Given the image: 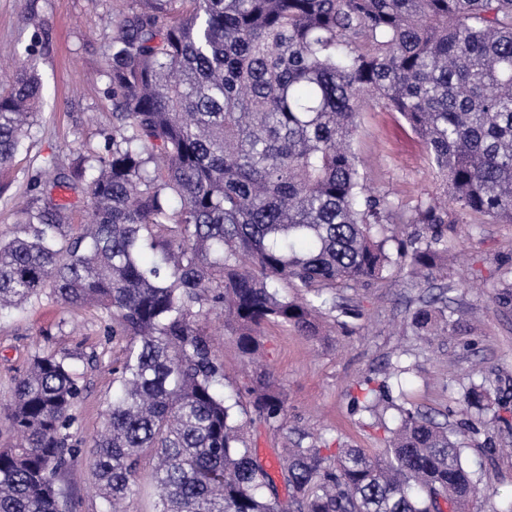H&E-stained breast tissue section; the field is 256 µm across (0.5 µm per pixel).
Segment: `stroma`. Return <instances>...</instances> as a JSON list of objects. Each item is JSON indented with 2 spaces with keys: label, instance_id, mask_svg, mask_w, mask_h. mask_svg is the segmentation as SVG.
<instances>
[{
  "label": "stroma",
  "instance_id": "obj_1",
  "mask_svg": "<svg viewBox=\"0 0 512 512\" xmlns=\"http://www.w3.org/2000/svg\"><path fill=\"white\" fill-rule=\"evenodd\" d=\"M129 0H0V64H34L43 84L40 116L23 150L0 165V239L18 234L23 207L35 204L30 184L37 169L69 172L76 150L103 151L112 134L110 65L113 18ZM355 148L369 186L395 193L404 209L439 195L440 179L422 140L399 113L363 112ZM512 266V224H456L448 248V303L460 326L450 337L424 342L406 329L409 310L428 296L427 284L408 274L400 259L382 279L358 284L343 295L361 318L336 325L312 342L289 328L269 325L261 339V362L284 387L287 429L258 424L249 441L262 463L280 458L286 436L305 432L377 455L394 410L378 412L362 426L350 410V396L365 378L378 377L404 356L410 367L404 400L458 428L475 472L471 512H497L512 495V427L493 411L465 412L461 394L469 382L499 379L512 408V305L493 299L504 268ZM127 341L94 307H69L53 297L31 300L23 309L0 313V408L9 404L17 379L35 351L69 354L82 388L73 408L69 444L77 454L58 477L62 512H104V503L85 481L92 441L118 384L113 370Z\"/></svg>",
  "mask_w": 512,
  "mask_h": 512
}]
</instances>
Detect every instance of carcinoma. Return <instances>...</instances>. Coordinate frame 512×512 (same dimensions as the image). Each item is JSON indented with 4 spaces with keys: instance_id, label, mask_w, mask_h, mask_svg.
Masks as SVG:
<instances>
[{
    "instance_id": "cac0c4a2",
    "label": "carcinoma",
    "mask_w": 512,
    "mask_h": 512,
    "mask_svg": "<svg viewBox=\"0 0 512 512\" xmlns=\"http://www.w3.org/2000/svg\"><path fill=\"white\" fill-rule=\"evenodd\" d=\"M107 78L105 153L53 177L82 189L91 222L73 223V205L44 188L22 232L0 240V311L49 290L102 309L128 339L89 464L106 512L133 494L145 455L157 512H467L476 485L456 433L403 406L378 456L329 455L304 433L291 441L281 501L245 429H285L282 386L260 370L225 393L205 321L224 310L248 358L267 324L317 339L324 320L352 314L331 292L382 278L404 246L410 274L436 280L448 211L512 224V0H134L115 16ZM8 83L1 165L41 98L24 65ZM371 106L422 139L449 202L421 201L407 216L371 191L354 149ZM391 224L426 232L405 244ZM501 284L495 301L508 304L511 268ZM407 326L427 342L454 332L447 289ZM407 373L399 361L377 386L365 380L352 411L377 414ZM81 393L68 355H33L7 416L22 443L0 450V512H59ZM499 393L487 377L463 400L482 410Z\"/></svg>"
}]
</instances>
